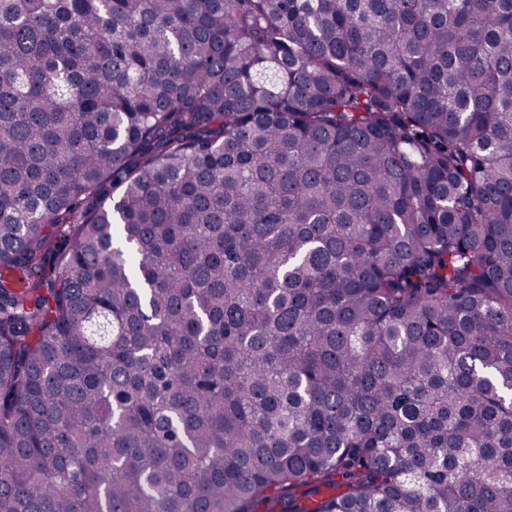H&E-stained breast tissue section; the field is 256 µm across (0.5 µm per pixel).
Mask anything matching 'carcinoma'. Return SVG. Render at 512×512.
<instances>
[{
	"label": "carcinoma",
	"instance_id": "1",
	"mask_svg": "<svg viewBox=\"0 0 512 512\" xmlns=\"http://www.w3.org/2000/svg\"><path fill=\"white\" fill-rule=\"evenodd\" d=\"M268 503L512 512V0H0V512Z\"/></svg>",
	"mask_w": 512,
	"mask_h": 512
}]
</instances>
